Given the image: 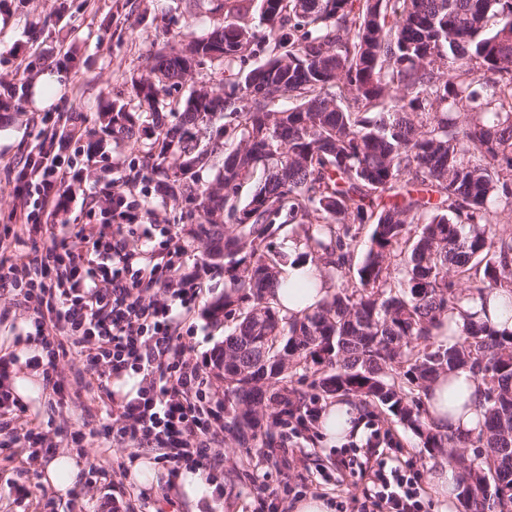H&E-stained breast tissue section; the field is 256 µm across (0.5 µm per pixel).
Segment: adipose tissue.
I'll return each mask as SVG.
<instances>
[{
    "mask_svg": "<svg viewBox=\"0 0 512 512\" xmlns=\"http://www.w3.org/2000/svg\"><path fill=\"white\" fill-rule=\"evenodd\" d=\"M282 288L275 291V302L288 315L301 316L319 308L329 295L324 278L311 263L296 262L282 266L279 275ZM310 280V288L296 291L294 281ZM487 323L498 330H512V293L494 290L486 295L466 298L453 315L454 334H461L467 321ZM425 417L430 426L441 433L466 440L476 434L484 420V392L481 382L467 370L440 376L424 395ZM353 403L341 401L330 405L321 415L320 431L328 442H344L360 437L362 426Z\"/></svg>",
    "mask_w": 512,
    "mask_h": 512,
    "instance_id": "ef3b65f1",
    "label": "adipose tissue"
}]
</instances>
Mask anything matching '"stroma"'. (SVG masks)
I'll use <instances>...</instances> for the list:
<instances>
[{
	"label": "stroma",
	"instance_id": "35a3bbf8",
	"mask_svg": "<svg viewBox=\"0 0 512 512\" xmlns=\"http://www.w3.org/2000/svg\"><path fill=\"white\" fill-rule=\"evenodd\" d=\"M218 17L203 14L190 17L185 0H0V99H9V108L0 109V220L13 207L14 164L24 157L38 133L32 118L34 88L44 75H55L49 111L78 116L83 141L98 145L92 157L78 156L80 181L74 184L69 212L59 214L56 224L81 223L80 202L84 185L104 184L109 179L132 176L147 192L150 217L161 224H173L189 231L185 218L188 203L162 198L156 190L157 177L141 166L143 150L151 130L141 125L135 139H116L104 132L98 112L113 100L136 107L132 83L151 77L152 57L164 45L191 35H205L218 24ZM30 314L13 293L0 290V345L19 359L17 374L25 380V391L17 398L29 418L38 423L56 446V454L70 452V432L81 429L85 413L81 403L62 407L41 376L26 367L31 355L25 341ZM190 357L202 365L216 391L224 389V371L213 364L214 353L224 343L223 325L213 323L203 308L197 309L185 337ZM361 414L376 416L409 459L422 488L425 512H435V497L428 474L436 461L422 448L419 439L377 404L360 403ZM8 436L0 431V512H63L66 499L42 481L47 458L26 462L25 451L7 446ZM329 443L319 430L297 438L287 458L264 448L244 452L231 439L217 445L223 460L224 496L211 512H253L262 488L277 489L286 506H294L295 491L304 496L327 495L353 507L369 494L365 479L345 475L341 482L319 486L320 470H332ZM86 463L105 466L107 479L79 484L77 491L87 512H104L112 490L123 487L144 502L146 512H191L179 485L170 483L168 469L156 465V482L139 486L120 469L127 462L129 448L116 443L111 448L86 444L79 451ZM25 485L32 493L29 504L14 502L12 485Z\"/></svg>",
	"mask_w": 512,
	"mask_h": 512
}]
</instances>
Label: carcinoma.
I'll return each mask as SVG.
<instances>
[{
	"mask_svg": "<svg viewBox=\"0 0 512 512\" xmlns=\"http://www.w3.org/2000/svg\"><path fill=\"white\" fill-rule=\"evenodd\" d=\"M188 12L224 22L157 51L155 79L132 83L138 109L114 102L100 121L129 139L149 114L158 191L193 205L194 238L224 268V296L206 308L232 324L218 352L224 432L274 448L264 407L353 395L457 470L464 512H512V332L469 321L455 343L435 339L466 296L512 291L500 231L512 221V0H189ZM204 63L224 67L227 90H194L168 124L167 89ZM285 224L334 287L301 317L275 306L281 256L264 248ZM293 364L312 369L304 389L288 385ZM457 369L484 387L471 457L421 401Z\"/></svg>",
	"mask_w": 512,
	"mask_h": 512,
	"instance_id": "cac0c4a2",
	"label": "carcinoma"
}]
</instances>
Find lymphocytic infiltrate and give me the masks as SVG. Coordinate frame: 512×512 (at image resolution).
Here are the masks:
<instances>
[{
	"mask_svg": "<svg viewBox=\"0 0 512 512\" xmlns=\"http://www.w3.org/2000/svg\"><path fill=\"white\" fill-rule=\"evenodd\" d=\"M28 154L17 164L18 185L10 223L0 226V288H12L30 311L26 335L33 354L26 361L65 406L87 394L96 402L102 430L77 431L79 444L97 433L136 449L158 450L170 476L205 472L214 495L224 493L213 441L224 430L221 404L212 400L202 369L187 356L183 328L199 304V269H185V242L172 224L146 221L144 204L113 183L90 189L87 224L78 247L55 232L49 217L64 210L76 179L63 154L80 137L74 117L46 112ZM27 246L31 260L10 259L11 247ZM79 362L73 377L57 372L59 359ZM17 358L0 353V423L12 443L35 459L48 443L13 394ZM129 382L114 391L110 380ZM365 445L330 449L337 473L368 477L372 492L357 512H422L421 492L410 465L401 463L391 437L367 421Z\"/></svg>",
	"mask_w": 512,
	"mask_h": 512,
	"instance_id": "lymphocytic-infiltrate-1",
	"label": "lymphocytic infiltrate"
}]
</instances>
